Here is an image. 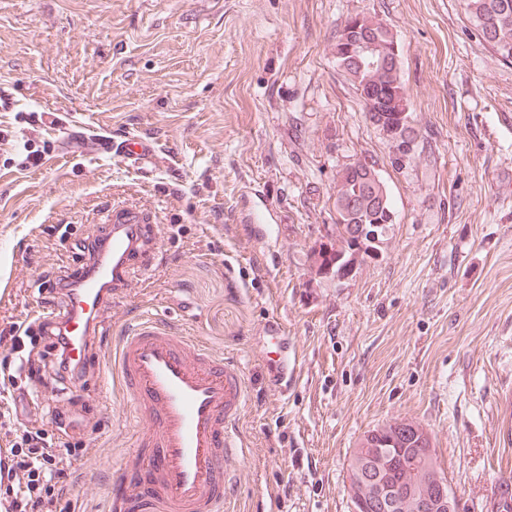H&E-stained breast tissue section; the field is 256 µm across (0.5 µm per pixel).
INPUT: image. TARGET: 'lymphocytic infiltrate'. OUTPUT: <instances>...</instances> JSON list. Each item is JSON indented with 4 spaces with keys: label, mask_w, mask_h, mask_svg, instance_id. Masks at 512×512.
I'll return each instance as SVG.
<instances>
[{
    "label": "lymphocytic infiltrate",
    "mask_w": 512,
    "mask_h": 512,
    "mask_svg": "<svg viewBox=\"0 0 512 512\" xmlns=\"http://www.w3.org/2000/svg\"><path fill=\"white\" fill-rule=\"evenodd\" d=\"M0 350L20 356L29 389L52 382L88 384L90 366L75 367L65 355V339L55 323L42 321L35 336L15 329L0 331ZM68 409L55 410L51 425H20L14 398L0 394V432L8 440V464L0 473V512H58L61 501L78 486L75 462L86 453L83 442L60 451L57 441L66 433Z\"/></svg>",
    "instance_id": "f902f5d3"
}]
</instances>
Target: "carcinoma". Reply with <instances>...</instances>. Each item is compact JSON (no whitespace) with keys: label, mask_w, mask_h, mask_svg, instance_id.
I'll use <instances>...</instances> for the list:
<instances>
[{"label":"carcinoma","mask_w":512,"mask_h":512,"mask_svg":"<svg viewBox=\"0 0 512 512\" xmlns=\"http://www.w3.org/2000/svg\"><path fill=\"white\" fill-rule=\"evenodd\" d=\"M465 14L476 28L478 35L498 56L504 60L512 61V0H463ZM359 31H349L350 21L336 32L332 44V55L337 66L345 74L355 89L370 86L386 101L384 112L386 120H391L396 112L397 103L391 102L392 96L405 91V86L399 75L398 57L392 54V46L397 43L394 33L385 28L381 21L372 16L359 15ZM368 36L376 45L380 55L386 58L381 68H369L360 64L359 60L346 53L349 39H362ZM377 162L371 157H363L359 170L342 169L336 178V232L349 230L352 224H362L372 228L375 224L385 222L386 211L392 209L391 201L385 205L377 204L379 190L366 173V169L373 168ZM353 207H348L349 203ZM383 439L391 441L390 447L402 448H428V441L413 434L406 429L395 430L392 424L386 423L364 433L361 441L372 440L376 443ZM401 455L397 452L390 456L392 466L388 467V478L404 488L413 481H421L423 474H411L400 466Z\"/></svg>","instance_id":"cac0c4a2"}]
</instances>
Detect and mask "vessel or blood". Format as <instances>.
<instances>
[{"label": "vessel or blood", "mask_w": 512, "mask_h": 512, "mask_svg": "<svg viewBox=\"0 0 512 512\" xmlns=\"http://www.w3.org/2000/svg\"><path fill=\"white\" fill-rule=\"evenodd\" d=\"M111 150L108 135L68 130L64 152L78 156L89 144ZM155 146L128 139L125 157L135 163L153 157ZM108 233L93 256L67 275L62 311H50L68 338L76 364L90 357L89 336L106 329L110 301L156 253L154 224L125 210L113 211ZM112 380L136 417L137 452L142 460L115 477V489L129 512H223L240 455L230 433L245 405V380L233 361L216 355L149 315L120 336L112 352Z\"/></svg>", "instance_id": "1"}]
</instances>
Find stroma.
<instances>
[{"label":"stroma","mask_w":512,"mask_h":512,"mask_svg":"<svg viewBox=\"0 0 512 512\" xmlns=\"http://www.w3.org/2000/svg\"><path fill=\"white\" fill-rule=\"evenodd\" d=\"M355 14L399 43L425 145L401 167L331 54ZM83 123L158 150L142 167L116 150L70 158L66 130ZM365 154L396 222L349 278L316 274L337 174ZM116 207L149 215L160 246L110 305L113 335L154 316L243 372L224 512H349L361 436L400 419L430 433L458 512H484L512 478V61L462 0H0V330L38 319L43 284L82 263ZM95 369L99 399L68 436L95 484L62 512H112L114 470L137 463L131 406L111 362Z\"/></svg>","instance_id":"1"}]
</instances>
